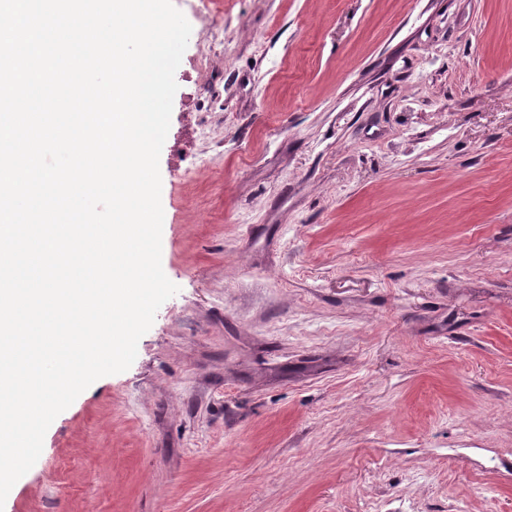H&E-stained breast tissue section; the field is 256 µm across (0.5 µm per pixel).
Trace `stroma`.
Wrapping results in <instances>:
<instances>
[{
    "label": "stroma",
    "mask_w": 512,
    "mask_h": 512,
    "mask_svg": "<svg viewBox=\"0 0 512 512\" xmlns=\"http://www.w3.org/2000/svg\"><path fill=\"white\" fill-rule=\"evenodd\" d=\"M178 286L0 512H512V0H197ZM189 6L197 21L200 43L208 48V52L200 57L198 67L201 70H207L223 62V54L215 50V46L221 43L220 31L208 13H203L194 3H190Z\"/></svg>",
    "instance_id": "stroma-1"
}]
</instances>
